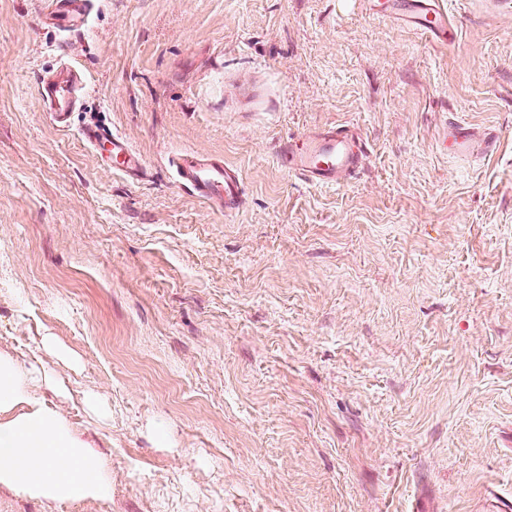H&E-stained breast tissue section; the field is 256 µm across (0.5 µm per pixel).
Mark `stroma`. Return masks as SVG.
Returning <instances> with one entry per match:
<instances>
[{"label": "stroma", "mask_w": 512, "mask_h": 512, "mask_svg": "<svg viewBox=\"0 0 512 512\" xmlns=\"http://www.w3.org/2000/svg\"><path fill=\"white\" fill-rule=\"evenodd\" d=\"M0 0V356L99 459L105 496L0 483V512H482L512 499V0H444V46L363 0ZM85 81L59 128L38 79ZM496 133L443 153L444 119ZM348 124L318 187L280 142ZM124 136L136 179L81 139ZM240 171L232 215L182 188ZM52 7L46 17L50 24L61 31H71L83 25L88 15L90 0H49ZM366 140L348 125L329 126L298 141L283 142L276 153L279 167L317 186H340L359 172ZM178 180L195 197L224 215L240 205L243 183L239 172L224 164V158L210 152L190 151L173 162Z\"/></svg>", "instance_id": "1"}]
</instances>
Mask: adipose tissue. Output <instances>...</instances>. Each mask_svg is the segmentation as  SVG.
<instances>
[{"label": "adipose tissue", "instance_id": "1", "mask_svg": "<svg viewBox=\"0 0 512 512\" xmlns=\"http://www.w3.org/2000/svg\"><path fill=\"white\" fill-rule=\"evenodd\" d=\"M52 377L0 357V412L25 405L16 419L0 423V483L51 498L107 494L100 464L31 391Z\"/></svg>", "mask_w": 512, "mask_h": 512}]
</instances>
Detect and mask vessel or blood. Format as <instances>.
<instances>
[{"label": "vessel or blood", "mask_w": 512, "mask_h": 512, "mask_svg": "<svg viewBox=\"0 0 512 512\" xmlns=\"http://www.w3.org/2000/svg\"><path fill=\"white\" fill-rule=\"evenodd\" d=\"M52 7L50 23L62 31L83 25L90 0H49ZM368 12L385 18H394L413 26L432 40L456 43L459 32L449 20L440 0H364ZM81 84L74 67L66 66L44 76L38 86L43 103L48 104L51 117L59 127H66L78 104L77 91ZM84 137L93 149H107L115 171L128 177L140 176L145 168L142 155L121 135L90 126ZM440 148L451 149L456 155L487 154L492 148L489 138L458 123L447 125ZM366 140L348 125L329 126L297 141L283 142L276 153L279 167L317 186H340L359 172L366 153ZM174 166L178 180L195 197L224 214L238 208L243 183L239 172L224 163L222 156L201 151L179 155Z\"/></svg>", "instance_id": "b4317fda"}]
</instances>
